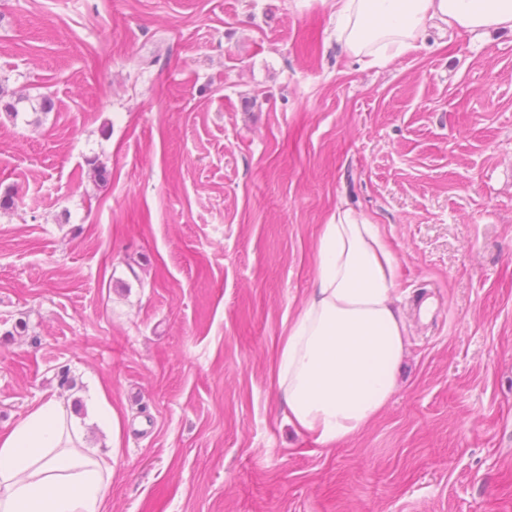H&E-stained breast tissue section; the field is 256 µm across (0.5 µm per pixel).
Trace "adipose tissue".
<instances>
[{
  "label": "adipose tissue",
  "mask_w": 512,
  "mask_h": 512,
  "mask_svg": "<svg viewBox=\"0 0 512 512\" xmlns=\"http://www.w3.org/2000/svg\"><path fill=\"white\" fill-rule=\"evenodd\" d=\"M437 22L456 31L512 30V0H336V40L369 66L415 48ZM397 260L379 225L337 209L317 241L314 287L281 337L271 376L285 417L331 447L366 428L390 403L407 350L397 306ZM104 448L50 398L0 436V512H104L122 419L104 388L93 393Z\"/></svg>",
  "instance_id": "ef3b65f1"
}]
</instances>
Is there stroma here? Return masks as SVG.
<instances>
[{
	"instance_id": "obj_1",
	"label": "stroma",
	"mask_w": 512,
	"mask_h": 512,
	"mask_svg": "<svg viewBox=\"0 0 512 512\" xmlns=\"http://www.w3.org/2000/svg\"><path fill=\"white\" fill-rule=\"evenodd\" d=\"M333 11L0 0V435L55 397L99 441L102 386L106 512H512V32L371 68ZM339 207L390 242L409 336L325 448L270 368ZM95 415L97 422L103 427L105 433V446L112 448V460L121 448L122 419L120 413L109 402L103 387L97 386L93 393Z\"/></svg>"
}]
</instances>
